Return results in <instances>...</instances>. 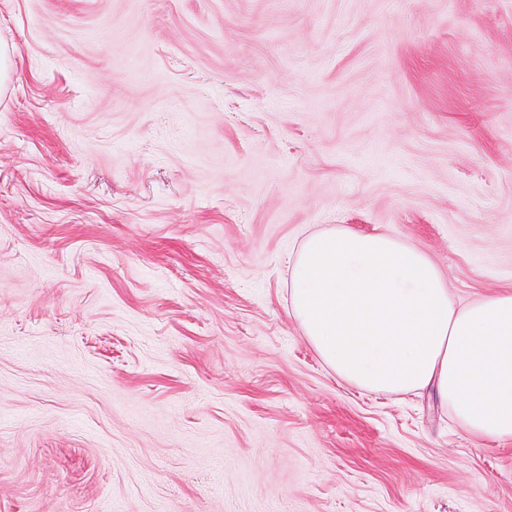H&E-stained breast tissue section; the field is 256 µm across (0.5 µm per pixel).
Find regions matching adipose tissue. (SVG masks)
<instances>
[{
	"label": "adipose tissue",
	"instance_id": "adipose-tissue-1",
	"mask_svg": "<svg viewBox=\"0 0 512 512\" xmlns=\"http://www.w3.org/2000/svg\"><path fill=\"white\" fill-rule=\"evenodd\" d=\"M290 313L321 360L380 394L434 388L466 433L512 439V289L459 304L418 248L339 224L306 235Z\"/></svg>",
	"mask_w": 512,
	"mask_h": 512
}]
</instances>
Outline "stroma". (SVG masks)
<instances>
[{
	"label": "stroma",
	"mask_w": 512,
	"mask_h": 512,
	"mask_svg": "<svg viewBox=\"0 0 512 512\" xmlns=\"http://www.w3.org/2000/svg\"><path fill=\"white\" fill-rule=\"evenodd\" d=\"M0 512H512V440L336 377L303 237L512 288V0H0Z\"/></svg>",
	"instance_id": "obj_1"
}]
</instances>
